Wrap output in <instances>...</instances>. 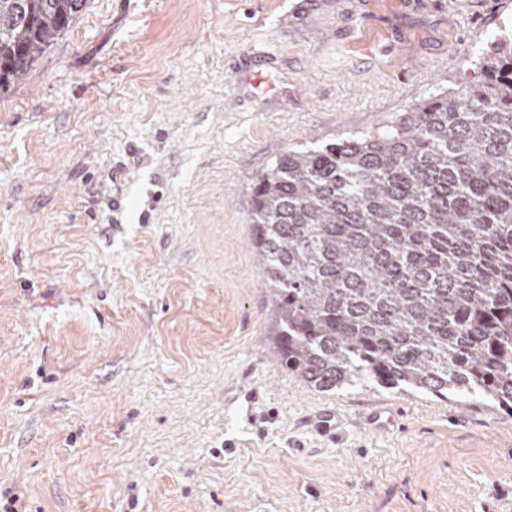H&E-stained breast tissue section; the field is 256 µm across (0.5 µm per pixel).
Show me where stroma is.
Segmentation results:
<instances>
[{
  "label": "stroma",
  "instance_id": "obj_1",
  "mask_svg": "<svg viewBox=\"0 0 512 512\" xmlns=\"http://www.w3.org/2000/svg\"><path fill=\"white\" fill-rule=\"evenodd\" d=\"M512 0H87L0 94V512H512V419L321 392L269 340L252 177L378 131Z\"/></svg>",
  "mask_w": 512,
  "mask_h": 512
}]
</instances>
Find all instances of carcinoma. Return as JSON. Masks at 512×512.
Wrapping results in <instances>:
<instances>
[{"label":"carcinoma","instance_id":"obj_1","mask_svg":"<svg viewBox=\"0 0 512 512\" xmlns=\"http://www.w3.org/2000/svg\"><path fill=\"white\" fill-rule=\"evenodd\" d=\"M87 0H0V93ZM481 80L250 183L274 349L308 386L481 397L512 418V28Z\"/></svg>","mask_w":512,"mask_h":512}]
</instances>
